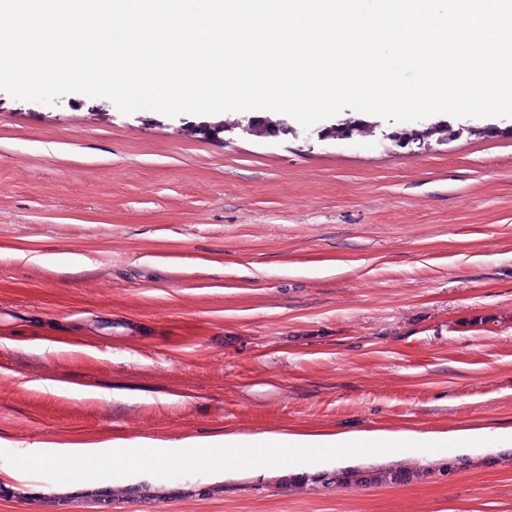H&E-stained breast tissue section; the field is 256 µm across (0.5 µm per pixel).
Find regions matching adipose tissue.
Wrapping results in <instances>:
<instances>
[{"mask_svg":"<svg viewBox=\"0 0 512 512\" xmlns=\"http://www.w3.org/2000/svg\"><path fill=\"white\" fill-rule=\"evenodd\" d=\"M490 443L512 447V428L493 430L471 426L451 431L369 429L315 434H227L211 440V447L220 449L221 454L209 458L208 463L217 473L230 468L275 466L284 460L298 469L305 466L311 456L317 455L337 459L350 468L377 448L406 459L421 448L444 454L451 448H478ZM169 462L168 456L159 454L148 444H131L113 455L112 473L117 477L125 476L153 470Z\"/></svg>","mask_w":512,"mask_h":512,"instance_id":"adipose-tissue-1","label":"adipose tissue"}]
</instances>
